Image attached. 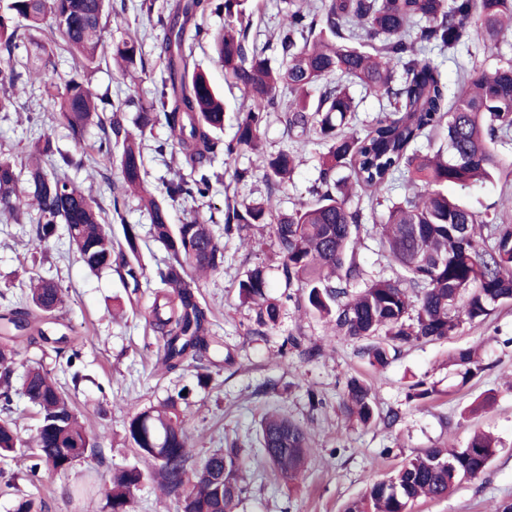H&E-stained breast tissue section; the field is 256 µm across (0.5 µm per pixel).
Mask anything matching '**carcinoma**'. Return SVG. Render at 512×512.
<instances>
[{"label": "carcinoma", "mask_w": 512, "mask_h": 512, "mask_svg": "<svg viewBox=\"0 0 512 512\" xmlns=\"http://www.w3.org/2000/svg\"><path fill=\"white\" fill-rule=\"evenodd\" d=\"M111 11L112 0H7L0 6V84L42 87L52 118L66 126L77 144L88 127L103 130L92 153L82 158L58 150L45 133L30 142L20 164L0 154V215L15 221L28 216L35 223L36 247L55 234L57 225H65L79 260L91 271L116 268L131 301L143 275L136 225H123V242L114 247L101 203L60 174L91 164L97 156L117 164L120 185L113 192L112 214L123 218L127 195H139L155 238L170 256L157 272L158 287L148 308L149 322L164 341L165 371L179 370L190 357L207 360L223 347L211 335L210 311L199 301L188 271L218 269L224 246L213 232L212 216L196 211L175 226L168 204L207 197L221 182L213 170L220 156L228 161L255 153L270 190L290 178L293 153L266 154L260 148L265 114L281 108L297 143L305 144L313 131L327 146L313 189L318 199L277 216L264 204H229L224 234L273 221L284 276L302 288L298 301L328 318L339 333L370 340L362 354L371 366L382 368L391 359L392 346L375 340L381 334L399 344L445 338L512 301V224H492L443 191L450 183L465 186L505 171L512 174V162H503L493 149L497 138L512 134V61L492 69L461 67V91L451 97L429 58L432 51L454 50L473 35L495 53L500 36L512 28V0H320L312 8L292 0L279 38L277 68L251 37L248 0H166L157 15L164 30L157 56L160 86L148 102L129 96L118 105L93 90L88 73L107 51L124 75L145 69L147 61L138 38L107 41ZM208 12L224 13V29L196 26L187 33L191 21ZM36 32L60 38L78 59L80 69L60 91L46 80L53 50L35 39ZM203 42L212 45L227 80L241 91L242 117L229 141L216 137L224 128V98L193 59L194 45ZM334 75L349 84L331 80ZM318 84L319 97L311 103L307 90ZM352 84L387 101L362 134L346 131L354 111ZM130 108L131 119L126 115ZM159 123L169 130L171 149L189 169L165 182L161 199L145 186L141 150L142 136ZM434 135L444 139L435 153L411 150L419 139ZM341 169L350 171L373 211L375 194L396 179L405 178L407 187L404 197L375 222L379 250L403 275L374 278L354 296L349 288L363 279L364 270L350 245L368 214L352 203L347 180L335 178ZM266 288L259 269L239 285L242 299L257 305L260 327L276 324L280 316V305ZM62 307L61 288L37 278L29 288L28 306L11 313L7 323L26 334L27 345L41 347L53 339L31 327L30 315L52 320ZM18 355L17 337L0 340V412L5 414ZM457 365L463 367L464 380L476 374L481 370L477 350L459 352ZM25 377L27 399L39 415L34 446L24 448L11 419L0 418V458L27 457L31 479L42 471L65 472L94 448L92 438L69 392L42 362L28 364ZM186 390L129 417L125 438L137 462L112 470L102 488V512H133L135 492L146 482L174 498L178 512H237L245 487L235 448L216 450L190 466ZM344 408L364 423L373 420L370 387L348 380ZM259 444L263 462L281 478L295 482L303 475L312 440L302 425L268 415L260 423ZM495 453L494 440L482 432L464 448H426L393 477L370 483L344 512H411L418 499L444 498L461 480L481 474ZM15 512H44V502L23 494Z\"/></svg>", "instance_id": "1"}]
</instances>
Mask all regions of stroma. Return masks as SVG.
I'll return each mask as SVG.
<instances>
[{
    "label": "stroma",
    "instance_id": "1",
    "mask_svg": "<svg viewBox=\"0 0 512 512\" xmlns=\"http://www.w3.org/2000/svg\"><path fill=\"white\" fill-rule=\"evenodd\" d=\"M119 5L118 16L108 22L111 39L140 36L143 52L155 58L162 40L160 28L152 26L138 10L140 0H112ZM253 31L266 42L271 65H278L275 36L288 11V0H250ZM194 56L214 87L224 96L227 112L224 139H231L240 114V93L224 80L209 45L195 46ZM512 60V33L498 54L484 52L480 40L458 47L455 55L436 51L432 61L458 90L459 66L496 65ZM160 80L159 68H148L128 78L117 72L110 57H102L90 75L92 88L110 93L113 99L129 93L151 98ZM18 101L38 107L41 88L19 87ZM24 111L0 115V152L24 159L30 140L38 132L49 133L63 150L77 147L67 129L52 122L43 112L41 128H33ZM169 138L165 126H156L142 138L144 180L154 193L174 175L177 159L158 146ZM325 145L310 139L299 164L279 191L269 192L261 172L238 182L235 170L252 168L250 153L230 161L216 160L214 168L223 177L208 198L174 204L173 223L198 209L222 217L227 201L270 203L274 213L287 214L313 203L310 188L319 175ZM71 180L91 188L103 207L112 204V192L119 182L116 169L105 164L72 169ZM449 197L460 200L473 212L497 224H512V175L477 183L468 188L448 185ZM124 218L113 221L114 237H121L123 224H135L141 236L142 291L153 288L155 275L167 255L155 241L148 214L137 198L126 201ZM215 234L224 237V264L213 272L196 274L198 297L213 311L212 332L224 340L230 363L211 369L208 388L196 386L199 363L186 361L181 370L165 374L157 366L163 342L149 328L143 313L125 306V288L112 272L87 269L68 245L65 226H58L54 238L41 248L29 247L30 224L0 218V316L26 302L30 277L55 281L64 293L62 322L50 325L52 336H68L81 351L74 366L54 351L21 346L23 374L25 360L42 359L51 376L70 390L76 409L94 438L88 458L66 473H41L29 481L24 457L0 462V512H13L19 492L36 493L45 502V512H92L93 501L69 497V489L88 475L109 477L112 470L133 463L135 456L125 440V422L130 413L158 404L174 389L190 386V416L187 430L193 460L235 443L247 474V491L237 512H343L350 500L361 495L373 480L389 477L417 452L434 447H465L474 432L491 434L498 452L486 470L462 480L448 497L415 502L412 512H494L499 503L512 501V302L500 305L486 321L463 324L454 336L422 340L400 346L391 362L372 369L361 355L362 340L334 334L332 327L314 314L300 311L294 296L297 285L288 284L273 227L249 224L239 233L224 236L222 225ZM355 249L367 278L393 277L394 271L381 254L373 222L361 224ZM255 269L262 270L268 294L281 305L278 323L266 328L256 324L257 308L243 302L239 284ZM295 346L284 347L286 338ZM478 349L483 371L468 383H461L454 363L458 352ZM357 377L372 387L377 420L364 424L348 419L342 406L349 378ZM434 386L425 400H412L408 392L417 381ZM324 400L319 408L309 405V392ZM401 413L400 421L385 426L380 416L388 409ZM277 412L307 427L314 448L297 486L288 483L258 463L261 448L258 429L262 418Z\"/></svg>",
    "mask_w": 512,
    "mask_h": 512
}]
</instances>
